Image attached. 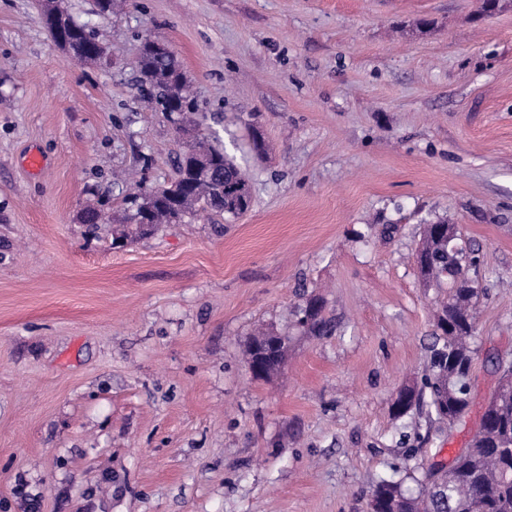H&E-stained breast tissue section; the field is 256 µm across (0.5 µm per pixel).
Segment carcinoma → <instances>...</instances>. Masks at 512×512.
Segmentation results:
<instances>
[{
  "instance_id": "obj_1",
  "label": "carcinoma",
  "mask_w": 512,
  "mask_h": 512,
  "mask_svg": "<svg viewBox=\"0 0 512 512\" xmlns=\"http://www.w3.org/2000/svg\"><path fill=\"white\" fill-rule=\"evenodd\" d=\"M57 22L48 26L53 39H62L83 49L80 59L101 63L106 49L95 32L78 21L64 3H59ZM142 82L148 86L147 99L157 110L170 115L174 124L196 115V104L187 89V78L176 56L158 52L144 44L137 60ZM178 177L165 186L145 187L139 181L130 194L135 207L129 224L112 230L117 240L143 237L139 228L148 220L150 230L181 220L197 211H214L237 218L250 208L249 178L227 154L224 145L195 140L177 161ZM473 250L464 245L459 230L445 219L425 225L416 260L423 282L446 289L438 313L448 327L437 326L431 346V364L422 387H404L411 395L408 406L394 412L402 417L414 409L441 423L466 412L469 380L475 349L470 340L476 330L474 299L479 296L469 263ZM297 324L314 336L333 330L322 311L307 318V308L298 310ZM278 348L268 350V374L277 372L288 351L289 337L277 335ZM504 383L494 393L492 405L482 415L480 428L470 447L463 450L446 469L430 468L420 481L418 493L404 487L402 478H383L368 494V505L379 512H512V364L503 367Z\"/></svg>"
}]
</instances>
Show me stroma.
Masks as SVG:
<instances>
[{
  "label": "stroma",
  "mask_w": 512,
  "mask_h": 512,
  "mask_svg": "<svg viewBox=\"0 0 512 512\" xmlns=\"http://www.w3.org/2000/svg\"><path fill=\"white\" fill-rule=\"evenodd\" d=\"M68 5L112 67L0 0V512H362L394 469L450 465L512 358V0ZM148 37L251 206L117 244L122 174L166 184L186 146L143 100ZM436 218L483 258L471 404L441 428L392 413L430 364L442 291L415 253ZM314 296L330 335L296 326ZM265 328L290 343L256 379ZM266 336H277L276 339L278 340V348L276 350H272L269 347L268 349H266V351H268L267 354H265L263 352V350H264L263 344L266 342L264 340ZM289 340H290V338L288 336L276 334L275 332H272V331L261 332L257 336H255L251 339V341L249 342L248 347H247V359H250V361L253 362L254 360H256L259 357V355H262V356L267 355L266 358L268 359L267 360L268 374L262 378H267L270 375H272L273 373L278 371L277 369L279 368V366L283 360V357L286 356V353L288 351ZM274 353H276V354H274ZM272 354H274V355L271 356ZM248 371L254 377L263 376L265 374L263 366L260 363L259 359L255 362L249 364Z\"/></svg>",
  "instance_id": "obj_1"
}]
</instances>
